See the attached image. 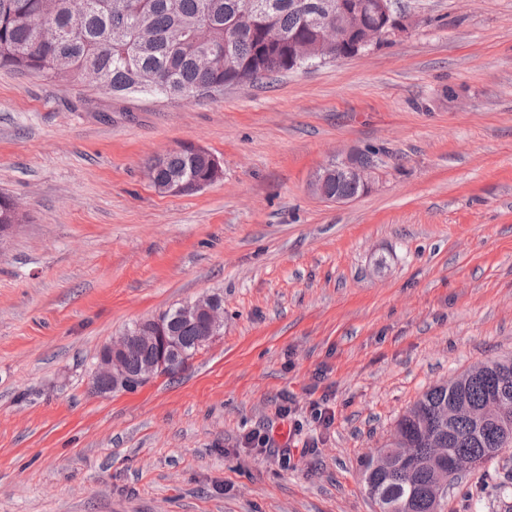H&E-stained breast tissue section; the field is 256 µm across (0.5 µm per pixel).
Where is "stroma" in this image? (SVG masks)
<instances>
[{
  "label": "stroma",
  "mask_w": 512,
  "mask_h": 512,
  "mask_svg": "<svg viewBox=\"0 0 512 512\" xmlns=\"http://www.w3.org/2000/svg\"><path fill=\"white\" fill-rule=\"evenodd\" d=\"M394 3L402 38L199 100L0 69L24 216L0 239V512H376L364 464L397 420L512 357V0ZM185 143L222 178L159 193ZM353 153L368 190L316 195ZM203 295L224 327L186 370L91 393L106 344ZM254 430L314 452L283 465ZM467 480L482 498L439 512H506L512 450Z\"/></svg>",
  "instance_id": "35a3bbf8"
}]
</instances>
